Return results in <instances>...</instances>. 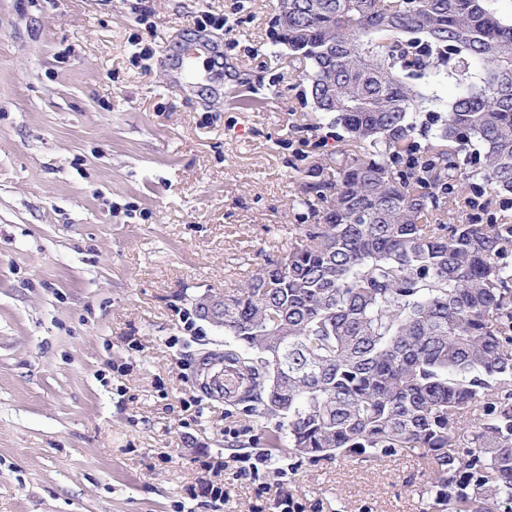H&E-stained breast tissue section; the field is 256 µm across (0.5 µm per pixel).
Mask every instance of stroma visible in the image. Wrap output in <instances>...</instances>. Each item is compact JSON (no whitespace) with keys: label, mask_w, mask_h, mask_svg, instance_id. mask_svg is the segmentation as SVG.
I'll return each instance as SVG.
<instances>
[{"label":"stroma","mask_w":512,"mask_h":512,"mask_svg":"<svg viewBox=\"0 0 512 512\" xmlns=\"http://www.w3.org/2000/svg\"><path fill=\"white\" fill-rule=\"evenodd\" d=\"M276 5L0 0V512H214L212 481L223 512H278L284 491L302 512H441L419 448L237 476L276 422L196 386L225 341L196 305L315 223L302 184L350 161ZM202 9L227 28L198 29ZM199 42L191 85L178 61ZM449 196L450 224L512 212Z\"/></svg>","instance_id":"35a3bbf8"}]
</instances>
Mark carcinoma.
<instances>
[{"label": "carcinoma", "mask_w": 512, "mask_h": 512, "mask_svg": "<svg viewBox=\"0 0 512 512\" xmlns=\"http://www.w3.org/2000/svg\"><path fill=\"white\" fill-rule=\"evenodd\" d=\"M274 28L361 157L306 187L317 223L224 313L196 305L227 336L224 403L278 418L270 447L284 436L300 457L422 448L438 501L497 512L512 501V215H440L450 179L512 194V21L493 0H288ZM445 83L442 105L430 89ZM466 148L478 167L459 172Z\"/></svg>", "instance_id": "cac0c4a2"}]
</instances>
